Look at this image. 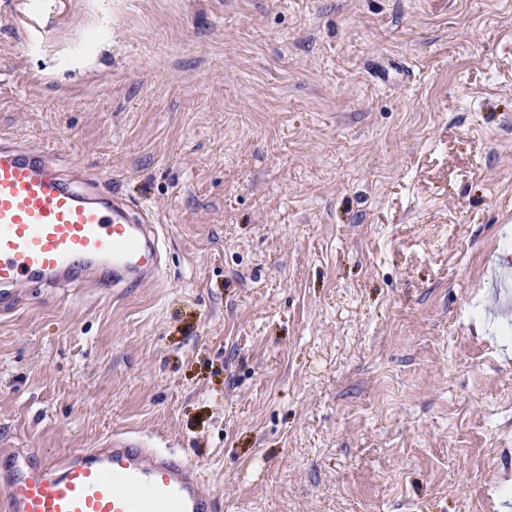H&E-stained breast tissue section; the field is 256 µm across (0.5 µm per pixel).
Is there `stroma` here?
<instances>
[{"mask_svg": "<svg viewBox=\"0 0 512 512\" xmlns=\"http://www.w3.org/2000/svg\"><path fill=\"white\" fill-rule=\"evenodd\" d=\"M163 227L0 311V440L137 432L222 512H512V0H0V135Z\"/></svg>", "mask_w": 512, "mask_h": 512, "instance_id": "1", "label": "stroma"}]
</instances>
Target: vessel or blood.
<instances>
[{
  "label": "vessel or blood",
  "instance_id": "vessel-or-blood-1",
  "mask_svg": "<svg viewBox=\"0 0 512 512\" xmlns=\"http://www.w3.org/2000/svg\"><path fill=\"white\" fill-rule=\"evenodd\" d=\"M146 213L44 151L0 137V310L25 288H133L159 277L163 237ZM5 512H220L200 469L116 432L58 459L0 446Z\"/></svg>",
  "mask_w": 512,
  "mask_h": 512
}]
</instances>
